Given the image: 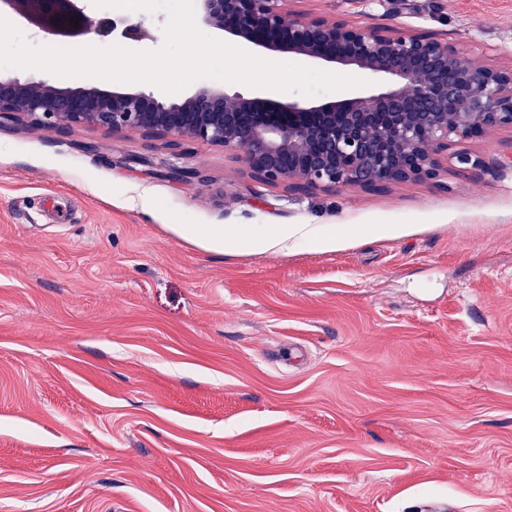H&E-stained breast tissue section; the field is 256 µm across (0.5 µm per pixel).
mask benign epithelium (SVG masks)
Segmentation results:
<instances>
[{
	"instance_id": "7a95c632",
	"label": "benign epithelium",
	"mask_w": 512,
	"mask_h": 512,
	"mask_svg": "<svg viewBox=\"0 0 512 512\" xmlns=\"http://www.w3.org/2000/svg\"><path fill=\"white\" fill-rule=\"evenodd\" d=\"M207 27L275 53L381 74L388 84L328 103L257 99L203 88L165 103L145 91L57 87L0 76V119L54 128L137 130L239 151L263 185L374 189L435 180L453 144L512 127V67L480 65L433 36L312 17L288 0H196ZM47 34L81 33L79 0H0ZM80 21L75 25L70 18Z\"/></svg>"
}]
</instances>
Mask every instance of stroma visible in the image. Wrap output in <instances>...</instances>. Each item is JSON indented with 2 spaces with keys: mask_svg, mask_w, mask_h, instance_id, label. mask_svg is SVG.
<instances>
[{
  "mask_svg": "<svg viewBox=\"0 0 512 512\" xmlns=\"http://www.w3.org/2000/svg\"><path fill=\"white\" fill-rule=\"evenodd\" d=\"M291 7L512 66V0ZM126 19L147 36L10 21L40 45L162 46L164 12ZM186 149L0 121V512H512V127L458 144L481 171L451 156L442 184L382 189L265 186ZM176 224L354 233L218 255Z\"/></svg>",
  "mask_w": 512,
  "mask_h": 512,
  "instance_id": "stroma-1",
  "label": "stroma"
}]
</instances>
